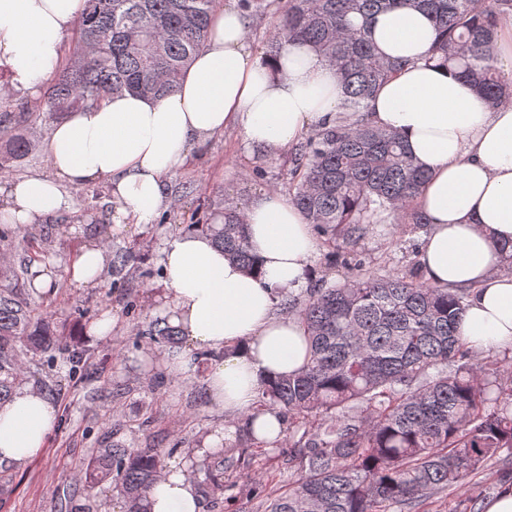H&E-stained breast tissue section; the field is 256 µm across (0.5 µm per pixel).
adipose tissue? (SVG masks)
<instances>
[{
    "mask_svg": "<svg viewBox=\"0 0 512 512\" xmlns=\"http://www.w3.org/2000/svg\"><path fill=\"white\" fill-rule=\"evenodd\" d=\"M84 0H0V70L15 88L36 91L61 63L63 41ZM250 19L219 5L208 38L165 98L124 93L70 112L46 141V173L0 183V223L21 227L68 212L71 189L100 180L112 193L117 224H151L173 203L167 179L194 144L227 129L246 147L278 152L310 128L335 121L342 103L336 72L310 45L265 57L251 47ZM377 50L407 65L368 103V121L397 131L430 173L418 203L429 222L420 249L426 281L468 288L460 332L481 352L512 347V274L500 247L512 243V107H494L453 70L430 62L429 15L404 8L371 23ZM250 272L205 230L168 242L162 266L165 306L188 344L214 353L206 375L214 404L254 415L258 437L282 422L257 413L261 384L297 372L308 359L307 332L279 309L277 293L311 272L315 243L301 210L268 191L245 209ZM57 419L46 392L26 386L0 404V463L39 456ZM151 512H202L198 488L164 471L151 487Z\"/></svg>",
    "mask_w": 512,
    "mask_h": 512,
    "instance_id": "obj_1",
    "label": "adipose tissue"
}]
</instances>
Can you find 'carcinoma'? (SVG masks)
<instances>
[{"label":"carcinoma","instance_id":"carcinoma-1","mask_svg":"<svg viewBox=\"0 0 512 512\" xmlns=\"http://www.w3.org/2000/svg\"><path fill=\"white\" fill-rule=\"evenodd\" d=\"M217 0H85L58 78L46 91L49 118L131 92H172L204 45ZM251 19L278 16L267 55L286 43L313 46L336 69L344 99L336 123L312 130L293 147L288 194L322 239L328 266L351 276L305 294L288 292L284 309L309 334V358L295 374L263 383L257 408L279 415L282 437L248 436L288 447L290 478L264 495L249 493L262 512H416L426 499L462 486L495 464L512 471V356L493 368L462 339L459 324L470 290L423 279L420 263L383 275L365 269L359 245L378 226L400 236L424 229L415 206L429 173L408 155L399 134L364 119L368 101L404 63L379 53L368 23L410 7L427 12L436 38L432 60L469 80L494 106L512 107V84L494 64L498 16L512 0H237ZM0 98V173L35 148L26 134L31 113ZM215 243L251 270L256 261L245 214L227 207L205 220ZM40 228L21 231L19 263H0V402L24 381V358L49 351L57 333L32 305L27 279L50 255ZM180 330L155 320L141 337L178 344ZM224 448L205 470L212 502L237 497L224 480ZM170 452L105 443L90 459L85 482L110 484L123 512H151L148 491Z\"/></svg>","mask_w":512,"mask_h":512}]
</instances>
